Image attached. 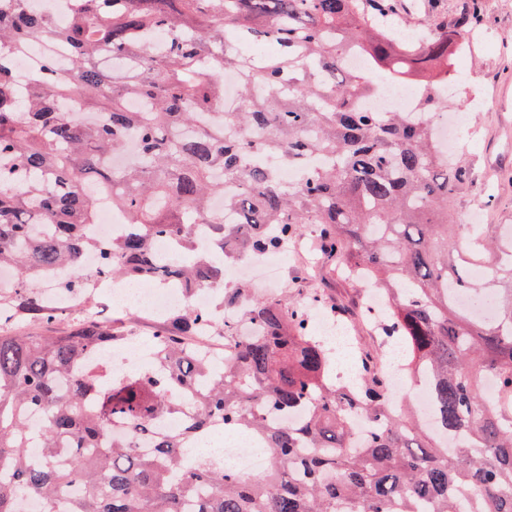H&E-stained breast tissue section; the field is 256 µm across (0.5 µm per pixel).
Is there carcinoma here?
<instances>
[{"label":"carcinoma","mask_w":512,"mask_h":512,"mask_svg":"<svg viewBox=\"0 0 512 512\" xmlns=\"http://www.w3.org/2000/svg\"><path fill=\"white\" fill-rule=\"evenodd\" d=\"M23 2L0 0V45L22 56L48 38L72 66L45 68L21 88L0 56V268L18 280L0 293V324L4 307L14 321L0 332V512H22L29 497L41 512H512V263L486 260L493 241L481 224L467 249L448 240L470 173L438 152L431 124L361 108L386 72L396 83L420 78V113L447 109L439 89L458 72L448 46L462 45L480 15L411 40L392 23L398 0H78L65 25ZM351 52L370 71L345 69ZM103 56L125 70L101 69ZM226 69L239 78L236 112L216 111ZM71 95L96 119L63 111ZM131 138L137 163L109 167L106 156ZM283 166L296 181H282ZM97 190L112 193L134 232L108 244L91 235ZM201 220L207 256L193 230ZM310 225L321 267L379 282L388 297L378 335L360 341L369 358L357 380L339 386L305 303L335 318L356 316L357 304L299 276L267 297L224 281L227 262L277 252ZM160 238L173 242L163 263ZM94 250L99 273L114 279L212 286L226 307L246 299L252 333L190 304L154 332L149 368L121 377L92 366L105 341L131 328L86 315L97 295L80 259ZM59 266L71 270L56 287L77 297L78 321L21 331L63 317L35 273ZM502 284L507 306L494 319L456 304L457 293ZM198 327L232 349L224 372L187 346ZM389 342L401 372L427 387L433 426L393 403ZM490 375L499 401L484 393ZM268 411L304 418L274 424ZM173 414L182 429L155 434ZM355 414L369 422L362 433ZM216 424L261 440L269 470L248 476L221 456L193 455L190 444ZM144 437L152 447H140Z\"/></svg>","instance_id":"cac0c4a2"}]
</instances>
